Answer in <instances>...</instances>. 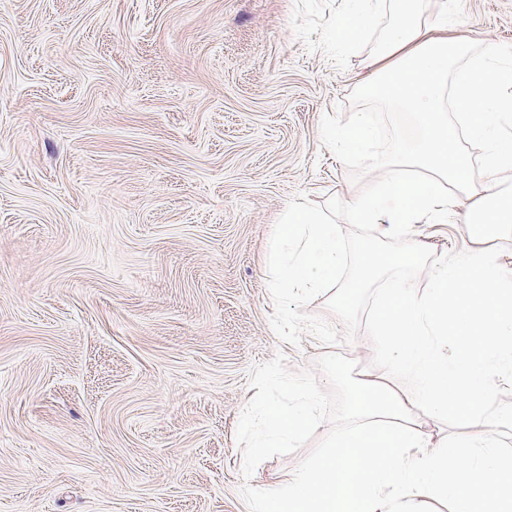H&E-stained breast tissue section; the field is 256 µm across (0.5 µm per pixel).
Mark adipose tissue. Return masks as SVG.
Returning <instances> with one entry per match:
<instances>
[{
    "label": "adipose tissue",
    "instance_id": "1",
    "mask_svg": "<svg viewBox=\"0 0 512 512\" xmlns=\"http://www.w3.org/2000/svg\"><path fill=\"white\" fill-rule=\"evenodd\" d=\"M331 27L336 45L350 48L367 36L377 41L364 57L369 72L361 93L412 113L416 129L390 175L362 195L346 198L354 224L390 228L448 219L468 225L453 260L431 268V287L409 281L386 289L371 322L379 367L357 369L350 379L346 422L318 452L253 491L252 512H424L427 501H452L456 512H502L512 502V404L496 393L512 384V307L481 306V295H512V271L477 232L480 224L512 231V188L501 174L512 167L511 117L500 89L512 86V46L472 43L448 35L447 21L423 18L418 0H349ZM498 92L472 112L468 89L484 73ZM465 113L467 135L485 145L482 176L467 178L470 157L449 111ZM377 137L371 112H356L349 130L327 131L342 157L363 155ZM287 404L260 401L240 419L242 432L262 425L261 448L295 447L321 426L320 392L289 385ZM492 412L497 439H433L430 423ZM492 481H484L485 473Z\"/></svg>",
    "mask_w": 512,
    "mask_h": 512
}]
</instances>
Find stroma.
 Listing matches in <instances>:
<instances>
[{"mask_svg": "<svg viewBox=\"0 0 512 512\" xmlns=\"http://www.w3.org/2000/svg\"><path fill=\"white\" fill-rule=\"evenodd\" d=\"M422 8L512 45V0ZM344 9L0 0V512H250L343 424L370 340L282 342L263 260L291 199L366 191L413 130L359 96L366 46L328 50ZM362 108L374 157L339 158ZM272 364L322 426L257 459L237 423Z\"/></svg>", "mask_w": 512, "mask_h": 512, "instance_id": "obj_1", "label": "stroma"}]
</instances>
